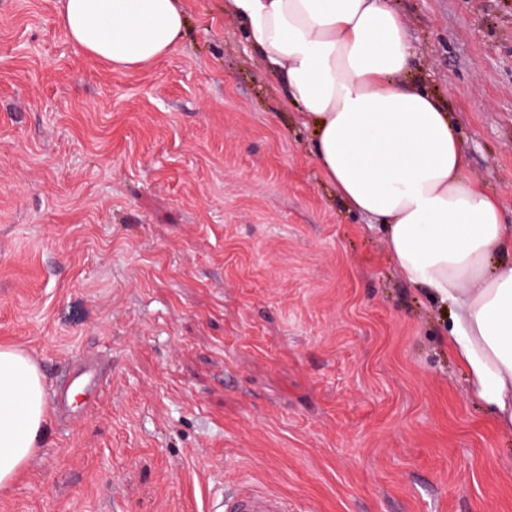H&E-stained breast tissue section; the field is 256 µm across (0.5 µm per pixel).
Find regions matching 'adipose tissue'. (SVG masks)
<instances>
[{"label":"adipose tissue","mask_w":512,"mask_h":512,"mask_svg":"<svg viewBox=\"0 0 512 512\" xmlns=\"http://www.w3.org/2000/svg\"><path fill=\"white\" fill-rule=\"evenodd\" d=\"M299 120L326 183L384 233L400 275L447 319L470 394L512 432V227L465 173L447 105L411 77L409 30L389 0H224ZM61 25L117 69L175 51L183 0H64ZM49 427L43 376L0 346V490L11 489Z\"/></svg>","instance_id":"obj_1"}]
</instances>
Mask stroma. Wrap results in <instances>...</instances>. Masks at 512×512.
I'll return each mask as SVG.
<instances>
[{
    "instance_id": "obj_1",
    "label": "stroma",
    "mask_w": 512,
    "mask_h": 512,
    "mask_svg": "<svg viewBox=\"0 0 512 512\" xmlns=\"http://www.w3.org/2000/svg\"><path fill=\"white\" fill-rule=\"evenodd\" d=\"M418 86L512 225V0H391ZM113 70L60 0H0V344L55 398L0 512H512V435L471 400L442 315L326 187L224 0ZM212 512H292L288 499L282 494L264 488L242 487L224 493Z\"/></svg>"
}]
</instances>
